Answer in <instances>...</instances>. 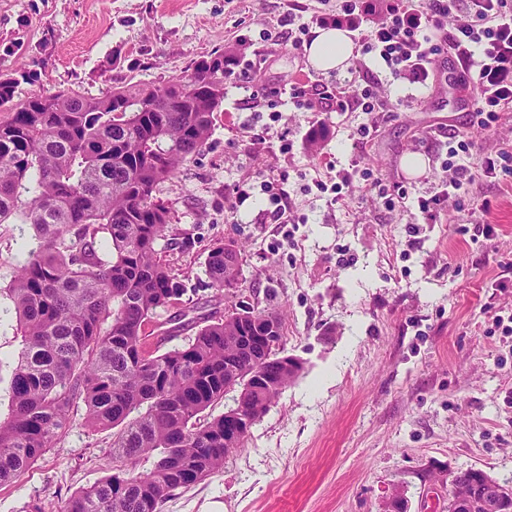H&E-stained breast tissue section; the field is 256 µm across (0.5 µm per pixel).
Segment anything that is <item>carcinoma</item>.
<instances>
[{"instance_id": "obj_1", "label": "carcinoma", "mask_w": 512, "mask_h": 512, "mask_svg": "<svg viewBox=\"0 0 512 512\" xmlns=\"http://www.w3.org/2000/svg\"><path fill=\"white\" fill-rule=\"evenodd\" d=\"M224 52L202 56L187 75L158 85H122L89 98L63 89L15 101L36 73L0 75V224L33 226L37 245L17 266L8 296L22 337L10 375V416L0 421V486L55 447L83 405L88 427L115 428L112 462L152 460L149 471L109 476L72 495L62 512H159L181 488L224 467V415L206 410L230 393L224 365L274 376L285 388L302 366H283L284 348L240 343L280 314L244 306L204 312L164 331L188 328L186 344L149 348L157 309L186 294L155 249L171 229L162 184L206 146L224 102ZM107 233L111 250L97 249ZM241 249L216 242L206 272L222 291L239 285ZM265 393L245 387L248 412Z\"/></svg>"}]
</instances>
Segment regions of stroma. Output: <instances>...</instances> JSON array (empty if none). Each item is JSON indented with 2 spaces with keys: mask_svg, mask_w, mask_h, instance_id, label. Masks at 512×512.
Returning a JSON list of instances; mask_svg holds the SVG:
<instances>
[{
  "mask_svg": "<svg viewBox=\"0 0 512 512\" xmlns=\"http://www.w3.org/2000/svg\"><path fill=\"white\" fill-rule=\"evenodd\" d=\"M288 2L0 0V73L37 72L18 86L20 99L67 88L100 97L116 84L159 83L203 55H240L207 146L160 188L174 217L156 249L186 284L189 306L216 295L205 265L212 245L239 246L241 285L220 294L221 307L281 313L285 352L303 371L222 469L160 512H211L215 502L223 512H381L397 488L404 512H448L461 471L512 487V338L493 326L512 315V173L448 199L436 224L424 222L418 199L442 179L451 134L467 135L480 155L512 151V115L484 128L462 107L448 67L434 62L433 78L394 82L372 61L390 106L358 141L367 114L305 111L283 94L295 79L336 87L349 78L317 71L288 42L290 24L334 14L336 0H300L293 13ZM253 94L273 104L278 122L247 109ZM410 155L421 156L419 169L406 167ZM357 165L403 187L404 202L387 207L358 176L338 200L319 191L329 172ZM260 171L282 179L290 223H273L260 190L236 205L225 199ZM484 219L492 236L478 232ZM34 245L31 225L0 224L1 420L21 341L7 290L21 249ZM182 306L157 309L155 322L169 324ZM112 435L75 409L55 448L0 486V512H61L113 474Z\"/></svg>",
  "mask_w": 512,
  "mask_h": 512,
  "instance_id": "stroma-1",
  "label": "stroma"
}]
</instances>
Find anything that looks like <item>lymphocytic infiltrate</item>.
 Instances as JSON below:
<instances>
[{
	"instance_id": "f902f5d3",
	"label": "lymphocytic infiltrate",
	"mask_w": 512,
	"mask_h": 512,
	"mask_svg": "<svg viewBox=\"0 0 512 512\" xmlns=\"http://www.w3.org/2000/svg\"><path fill=\"white\" fill-rule=\"evenodd\" d=\"M384 15L381 23L368 26L367 0H337L333 16H316L301 23L290 33L293 47L306 42L312 26L336 24L344 27L363 54L378 59L391 79L407 77L427 79L433 56L454 54L462 63L457 84L473 93L476 112L483 126L512 112V0H378ZM465 9L466 18L447 26L450 14ZM481 49V61H474V49ZM291 96L299 108L310 109L319 101L322 111L363 112L374 115L388 109L366 64H359L348 84L334 92L320 90L317 83L305 79L293 83ZM472 143L465 135L455 137L441 167L453 170L451 180L442 182L439 191L422 199V211L434 213L449 193L468 191L480 180L495 177L497 161L479 158L475 165L459 163V155L470 154Z\"/></svg>"
}]
</instances>
